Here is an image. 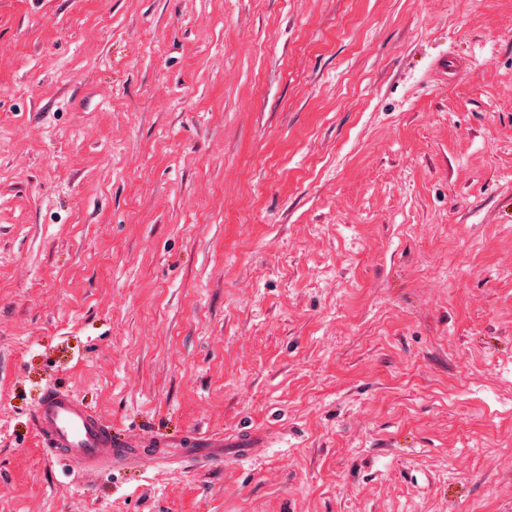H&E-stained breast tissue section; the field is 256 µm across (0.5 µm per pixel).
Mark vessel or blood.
Here are the masks:
<instances>
[{
  "mask_svg": "<svg viewBox=\"0 0 512 512\" xmlns=\"http://www.w3.org/2000/svg\"><path fill=\"white\" fill-rule=\"evenodd\" d=\"M35 425L46 450H65L68 457L87 470L107 465L133 463L126 439L89 413L66 389H52L43 395L35 410Z\"/></svg>",
  "mask_w": 512,
  "mask_h": 512,
  "instance_id": "1",
  "label": "vessel or blood"
}]
</instances>
